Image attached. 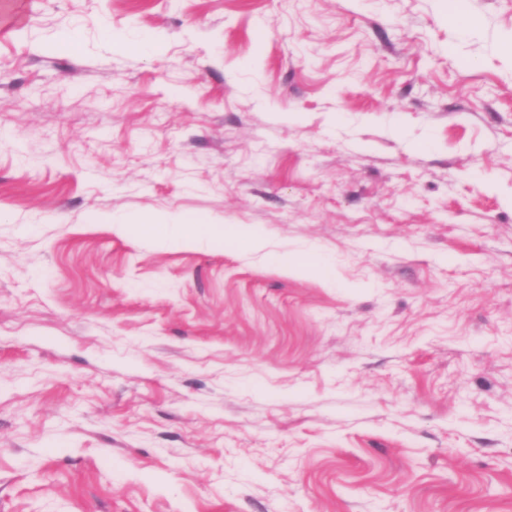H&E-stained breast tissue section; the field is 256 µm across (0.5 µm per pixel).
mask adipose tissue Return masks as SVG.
<instances>
[{
    "mask_svg": "<svg viewBox=\"0 0 512 512\" xmlns=\"http://www.w3.org/2000/svg\"><path fill=\"white\" fill-rule=\"evenodd\" d=\"M152 234L175 241L184 246L207 241L219 250L247 251L254 254L267 253L266 236L261 229L246 224H214L202 215L181 216L178 222L170 223L156 217L145 226ZM270 263L285 270L307 273L314 269L327 270V263L315 252L267 253Z\"/></svg>",
    "mask_w": 512,
    "mask_h": 512,
    "instance_id": "ef3b65f1",
    "label": "adipose tissue"
}]
</instances>
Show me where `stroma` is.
<instances>
[{
  "label": "stroma",
  "instance_id": "obj_1",
  "mask_svg": "<svg viewBox=\"0 0 512 512\" xmlns=\"http://www.w3.org/2000/svg\"><path fill=\"white\" fill-rule=\"evenodd\" d=\"M512 0H0V512H512ZM201 214L294 274L113 221Z\"/></svg>",
  "mask_w": 512,
  "mask_h": 512
}]
</instances>
